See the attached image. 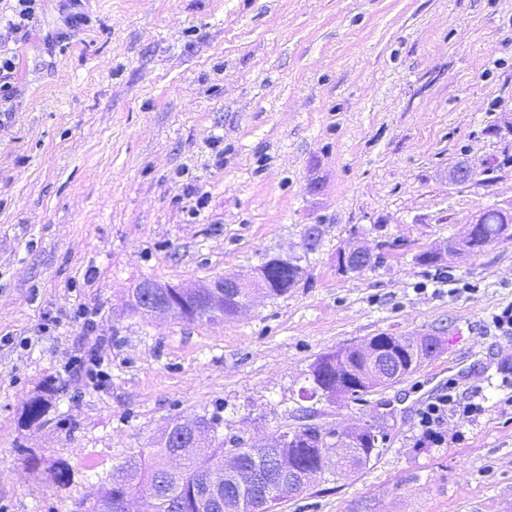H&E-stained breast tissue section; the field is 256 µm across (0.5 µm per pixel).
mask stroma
<instances>
[{
  "label": "stroma",
  "instance_id": "stroma-1",
  "mask_svg": "<svg viewBox=\"0 0 512 512\" xmlns=\"http://www.w3.org/2000/svg\"><path fill=\"white\" fill-rule=\"evenodd\" d=\"M16 6L0 0V512H81L169 422L216 412L228 444L386 433L277 512H512V332L493 322L512 241L416 260L512 202V0ZM460 162L493 171L450 182ZM311 224L299 284L223 325L131 307L146 279H250ZM355 233L382 261L344 276ZM382 333L442 346L364 401L301 399L321 355ZM447 391L484 410L425 436Z\"/></svg>",
  "mask_w": 512,
  "mask_h": 512
}]
</instances>
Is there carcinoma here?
I'll use <instances>...</instances> for the list:
<instances>
[{
  "instance_id": "1",
  "label": "carcinoma",
  "mask_w": 512,
  "mask_h": 512,
  "mask_svg": "<svg viewBox=\"0 0 512 512\" xmlns=\"http://www.w3.org/2000/svg\"><path fill=\"white\" fill-rule=\"evenodd\" d=\"M512 240V213L499 208L483 211L481 222L468 225V233L449 243V250L467 254L478 253L492 240ZM297 266L268 269L265 271L268 297H281L293 288ZM387 340L393 344L394 354L387 356L382 375L394 380L411 373L417 363L414 356L426 355L437 349L434 336H425L422 345L404 344L406 336H373L371 342ZM312 384L301 389V393L336 396V386H342L341 394L352 401H362L377 386L376 377L365 369L364 354L358 346L341 348L321 356L312 366ZM367 426L353 434L352 448L374 450L378 458L386 435L372 432ZM322 443L315 427H302L290 434L282 446L263 448H193L187 440L173 444V450L183 455V472L172 475L154 461L164 457V451L151 448L125 458L121 471L125 475L114 478L102 486L92 497L93 512H112V501L128 496L142 502L146 512H199L194 487L196 482L221 457L231 454L237 467L249 471L253 485L247 489L237 482L236 471L224 474L223 512H275L283 500L306 490L317 472ZM288 457L294 461V470L285 473L279 460Z\"/></svg>"
}]
</instances>
